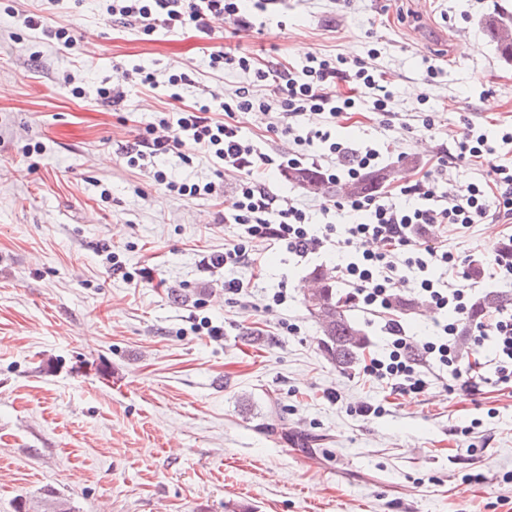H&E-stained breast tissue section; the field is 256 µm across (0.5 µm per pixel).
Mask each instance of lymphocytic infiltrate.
Here are the masks:
<instances>
[{"label": "lymphocytic infiltrate", "instance_id": "f902f5d3", "mask_svg": "<svg viewBox=\"0 0 512 512\" xmlns=\"http://www.w3.org/2000/svg\"><path fill=\"white\" fill-rule=\"evenodd\" d=\"M245 6V0H107L105 12L112 22L137 27L146 35L191 30L207 38L213 32V19L219 17L249 26L251 14H245ZM345 63L341 56L310 53L301 67L288 68L246 54L211 51L210 69L234 66L249 75V82L236 88L230 99L211 97L181 110L172 122L159 118L145 134L123 146L122 153L129 165L136 166L187 147L238 172L235 201L225 218L238 233L223 257L212 260V267L253 263V248L259 242L299 258L344 255V262L334 267L338 279L351 287V297L364 313L382 320L388 340L387 358L371 357L363 367L365 376L398 382L400 390L418 394L427 385L425 368L435 365L451 369L454 379L472 386L471 372L461 369L455 350L472 291L459 283L460 261L429 239L428 229L435 224H478L491 214L512 218V163L491 162L486 174L455 196L437 192L426 176L400 187V194L417 197L412 208L378 194H345L324 205L323 214L353 213L360 215V222L341 228L332 223L315 226L305 208L269 188L267 174L284 175L289 168L307 163L325 183L351 182L378 167L379 152L371 146L354 150L333 140L331 126L365 97L382 114V126H391L395 117L393 93L376 69L362 60L351 70ZM342 81L351 84L349 93L339 91ZM248 112L274 113L268 132L291 135L293 147L269 153L245 140L234 118ZM310 112L324 114V125L297 134L295 122ZM494 152L487 135L468 122L454 152L438 157L437 165L444 171L459 161L491 157ZM406 268L413 270L419 294L439 315L434 340L425 342L415 356L409 353L405 328L394 313V291ZM476 330L475 345L491 346L489 358L481 364L483 383L512 385V312L496 311L491 323H479Z\"/></svg>", "mask_w": 512, "mask_h": 512}]
</instances>
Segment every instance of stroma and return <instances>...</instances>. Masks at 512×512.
Listing matches in <instances>:
<instances>
[{
    "mask_svg": "<svg viewBox=\"0 0 512 512\" xmlns=\"http://www.w3.org/2000/svg\"><path fill=\"white\" fill-rule=\"evenodd\" d=\"M502 11L512 0H267L263 33L218 20L210 42L294 66L378 49L397 118L385 130L365 108L336 136L379 149L392 192L430 169L463 119L490 132L512 123V62L483 26ZM59 26L72 48L47 40ZM206 43L113 25L101 0H0V512H42L49 494L63 512H512V388L472 394L446 373L400 394L363 376L387 345L355 306L368 343L341 370L303 304L318 258L262 249L232 271L249 281L250 307L231 303L223 270L203 262L237 234L224 221L230 176L199 155L157 158L169 179L216 184L181 197L120 154L160 113L247 81L209 69ZM137 65L193 82L176 102L127 82ZM67 76L80 94L62 89ZM116 85L122 105L95 103ZM424 108L437 115L429 132L414 119ZM431 237L478 262V293H512L493 269L512 219ZM281 289L285 302L265 310ZM395 294L419 345L435 314L410 282ZM205 319L221 335L198 330Z\"/></svg>",
    "mask_w": 512,
    "mask_h": 512,
    "instance_id": "obj_1",
    "label": "stroma"
}]
</instances>
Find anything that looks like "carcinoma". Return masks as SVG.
Listing matches in <instances>:
<instances>
[{
	"label": "carcinoma",
	"mask_w": 512,
	"mask_h": 512,
	"mask_svg": "<svg viewBox=\"0 0 512 512\" xmlns=\"http://www.w3.org/2000/svg\"><path fill=\"white\" fill-rule=\"evenodd\" d=\"M487 32L497 44L501 56L512 61V19L490 16L484 20ZM390 173L367 172L357 181L347 185L352 195L366 194L377 190L387 181ZM288 182L310 193H319L324 183L314 174L303 169L288 171ZM317 288L313 296L317 299L319 312L308 313L319 324L321 337L319 345L325 355L337 367L346 370L354 366L367 345L363 331L347 315V300L337 295L336 279L332 273L321 268L312 271ZM512 306V294L490 291L477 296L471 303L469 320L481 321L488 313Z\"/></svg>",
	"instance_id": "cac0c4a2"
}]
</instances>
